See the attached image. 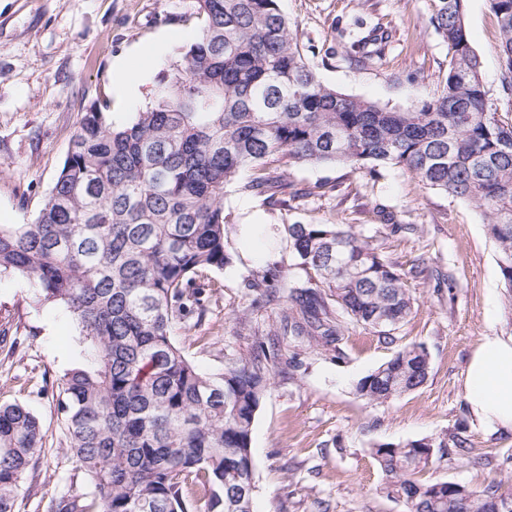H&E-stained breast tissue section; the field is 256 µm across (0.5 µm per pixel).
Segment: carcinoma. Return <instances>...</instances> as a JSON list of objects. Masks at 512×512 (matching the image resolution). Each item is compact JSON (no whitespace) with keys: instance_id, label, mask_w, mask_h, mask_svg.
<instances>
[{"instance_id":"carcinoma-1","label":"carcinoma","mask_w":512,"mask_h":512,"mask_svg":"<svg viewBox=\"0 0 512 512\" xmlns=\"http://www.w3.org/2000/svg\"><path fill=\"white\" fill-rule=\"evenodd\" d=\"M194 2L200 31L168 61L147 105L116 125L107 104H91L33 221L0 224V275L37 286L38 302L62 307L85 344L62 376L61 410L66 451L92 493L51 496L45 512H254L253 426L285 361L260 342L203 373L171 331L205 317L199 279L241 259L228 243L226 188L271 198L286 177L276 163L402 168L474 203L512 292V123L488 108L465 0H435L448 74L404 111L326 85L277 0ZM490 5L512 87V0ZM376 41H354L358 58L379 56ZM279 234L289 263L248 282L278 303L268 335L329 346L348 319L388 335L411 313L402 274L372 238L341 224H284ZM429 370L426 349L404 345L356 390L384 402L421 387ZM44 444L35 414L0 405V512H17ZM372 455L407 512H493V499L512 498L498 485L421 482L433 455L424 439Z\"/></svg>"}]
</instances>
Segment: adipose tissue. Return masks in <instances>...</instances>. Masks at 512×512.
<instances>
[{
	"instance_id": "obj_1",
	"label": "adipose tissue",
	"mask_w": 512,
	"mask_h": 512,
	"mask_svg": "<svg viewBox=\"0 0 512 512\" xmlns=\"http://www.w3.org/2000/svg\"><path fill=\"white\" fill-rule=\"evenodd\" d=\"M465 399L478 423L512 430V336L482 337L468 362Z\"/></svg>"
}]
</instances>
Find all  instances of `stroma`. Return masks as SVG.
<instances>
[{
    "mask_svg": "<svg viewBox=\"0 0 512 512\" xmlns=\"http://www.w3.org/2000/svg\"><path fill=\"white\" fill-rule=\"evenodd\" d=\"M300 51L320 78L343 93L407 110L430 99L448 73V46L433 25L434 0H278ZM200 21L192 0H0V224L32 221L66 158L86 107L107 102L115 123L150 99L159 68L190 44ZM389 35L383 58L355 62L348 52L360 29ZM465 30L481 61L488 106L512 120V89L502 83L499 28L489 0H465ZM155 49V70L140 94L117 90L114 68L136 51ZM288 188L269 199L227 187L240 224H348L383 244L414 299L394 342L348 325L337 347L281 339L296 366L276 375L252 433L258 512H407L388 496V477L372 446L431 442L422 481H453L480 490L512 487V432L481 428L465 400L464 375L481 337L512 336V302L497 247L469 202L392 169L374 176L347 166L292 165ZM263 260L216 272L204 288L208 312L174 341L203 371L248 353L267 332L276 306L258 305L246 283ZM422 274L412 275V266ZM33 284L0 277V404L30 408L46 431L45 456L27 473L17 512H43L45 497L91 488L64 452L58 408L60 377L79 359L76 324L61 310L39 307ZM423 345L430 372L420 388L384 403L356 391L360 379L398 347ZM466 441L458 453L453 439Z\"/></svg>",
    "mask_w": 512,
    "mask_h": 512,
    "instance_id": "stroma-1",
    "label": "stroma"
}]
</instances>
